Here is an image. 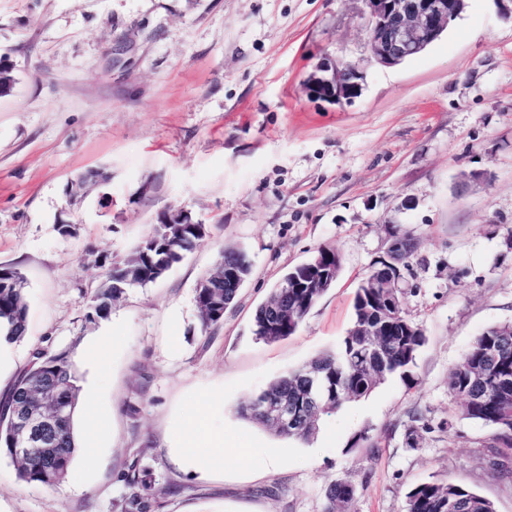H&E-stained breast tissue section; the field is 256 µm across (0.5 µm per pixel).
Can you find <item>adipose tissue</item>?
<instances>
[{
	"instance_id": "1",
	"label": "adipose tissue",
	"mask_w": 512,
	"mask_h": 512,
	"mask_svg": "<svg viewBox=\"0 0 512 512\" xmlns=\"http://www.w3.org/2000/svg\"><path fill=\"white\" fill-rule=\"evenodd\" d=\"M179 452L207 469H223L228 461L244 469L255 463L250 448L233 433L213 431L204 415L199 416L191 430L182 437Z\"/></svg>"
}]
</instances>
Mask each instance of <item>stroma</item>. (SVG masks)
Instances as JSON below:
<instances>
[{"mask_svg": "<svg viewBox=\"0 0 512 512\" xmlns=\"http://www.w3.org/2000/svg\"><path fill=\"white\" fill-rule=\"evenodd\" d=\"M364 26L359 0H0L13 79L0 95V265L25 277L29 304L0 400L35 352H65L103 421L94 459L76 455L58 485L26 483L1 457L0 512H125L137 492L149 512H323L349 474L356 512H405L430 480L512 512L491 429L448 391L476 337L512 322V17L502 0H466L439 41L394 68L367 64ZM327 54L364 64L354 103L304 92ZM93 169L108 181L72 192ZM179 208L206 237L86 322L107 265ZM397 234L417 244L400 266L405 313L426 335L412 380L388 378L308 442L242 418L274 378L336 349L358 283ZM227 247L252 273L205 331L195 288ZM322 247L342 260L333 287L294 335L257 340V307ZM203 413L249 438L252 469L203 473L176 457Z\"/></svg>", "mask_w": 512, "mask_h": 512, "instance_id": "obj_1", "label": "stroma"}]
</instances>
